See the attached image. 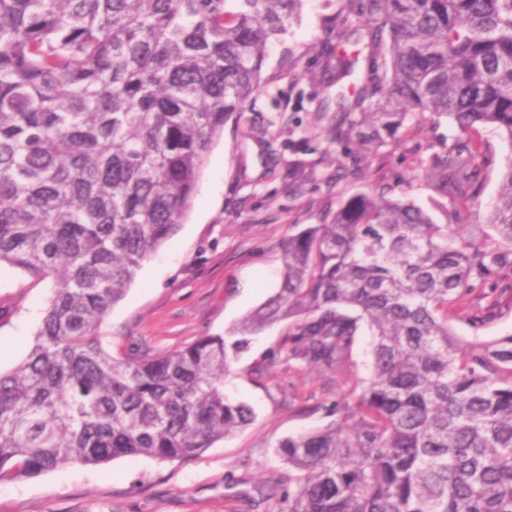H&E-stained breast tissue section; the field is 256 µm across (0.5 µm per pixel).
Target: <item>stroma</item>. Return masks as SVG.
Returning a JSON list of instances; mask_svg holds the SVG:
<instances>
[{
    "label": "stroma",
    "instance_id": "35a3bbf8",
    "mask_svg": "<svg viewBox=\"0 0 512 512\" xmlns=\"http://www.w3.org/2000/svg\"><path fill=\"white\" fill-rule=\"evenodd\" d=\"M346 0H305L287 33L268 45L264 85L213 143L176 236L144 262L98 328L115 354L167 353L225 334L280 286L286 240L295 226L330 219L341 202L385 189L424 207L437 221L482 224L496 199L512 147L480 130L475 178L436 195L421 176L436 154L460 141L456 125L417 115L395 145L365 159L340 155L331 140L336 98H353L365 67L362 43L342 39L336 15ZM355 60L354 74L326 70L323 46ZM457 335L481 341L512 333V279L474 280ZM51 297V284L0 269V372L26 358ZM288 322L255 336L224 377L226 396L248 403L250 425L201 455L162 462L124 457L99 466L72 463L29 479L0 482V512H274L257 489L287 484L276 455L288 435L328 423V408L354 378L367 377L370 336L355 339L353 374L321 378L278 354ZM264 376H254L256 366ZM322 409L308 413V406Z\"/></svg>",
    "mask_w": 512,
    "mask_h": 512
}]
</instances>
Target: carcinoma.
I'll return each mask as SVG.
<instances>
[{
    "instance_id": "carcinoma-1",
    "label": "carcinoma",
    "mask_w": 512,
    "mask_h": 512,
    "mask_svg": "<svg viewBox=\"0 0 512 512\" xmlns=\"http://www.w3.org/2000/svg\"><path fill=\"white\" fill-rule=\"evenodd\" d=\"M303 0H0V265L51 282L33 345L0 373V481L121 457L184 460L249 425L224 374L253 336L294 320L280 352L371 373L325 426L288 436L286 512H512V335L457 336L471 280L512 271V160L485 224L356 194L288 237L278 291L225 336L114 356L97 328L179 231L225 122L260 91L265 51ZM369 50L338 103L336 143L370 154L413 115L492 126L512 144V0H347ZM336 77L353 61L322 49ZM383 63H378V60ZM390 84L388 98L378 95ZM476 146L436 154L438 195Z\"/></svg>"
}]
</instances>
